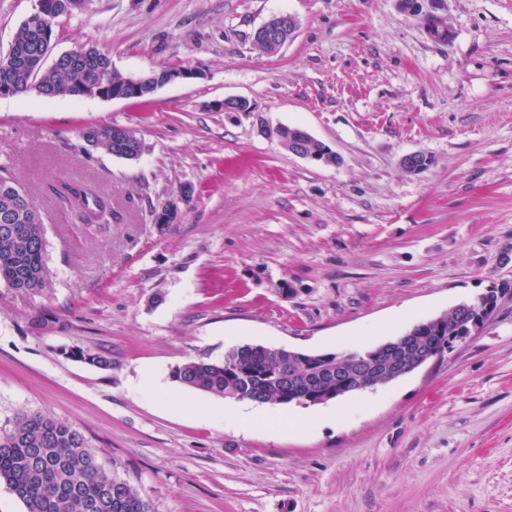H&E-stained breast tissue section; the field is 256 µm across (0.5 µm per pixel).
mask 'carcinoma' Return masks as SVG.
<instances>
[{
    "mask_svg": "<svg viewBox=\"0 0 512 512\" xmlns=\"http://www.w3.org/2000/svg\"><path fill=\"white\" fill-rule=\"evenodd\" d=\"M56 17L81 9L83 0H47ZM52 35L19 28L13 43L0 51V83L16 96L35 91L42 96H94L127 85V76L112 67L111 57L94 46L83 45L85 55L66 64L45 65ZM114 126L86 128L105 152L121 157L132 150L136 140L112 142ZM279 136L318 155L327 165L336 156L325 152V144L306 139L299 127H281ZM55 202L67 208L74 223L98 229L112 223V202L95 185L62 182L50 185ZM28 193L13 178L0 174V282L21 291H36L45 285V226L42 219L28 211ZM463 323L458 310L439 317V322L422 321L410 331L412 350L402 354L408 365L417 361V353L426 348L450 352ZM374 349L334 353L328 361L300 357L282 350V358L291 362L306 393L321 385L335 400L345 396L337 384L333 369L338 360L366 358ZM70 357L101 369L112 367L105 351H90L74 345L66 350ZM280 360L262 345L236 346L221 360H190L174 367L170 377L176 383L216 399L252 401L270 405L293 403L290 392L280 386ZM0 483L25 505L26 512H149L147 503L127 481L106 472L95 452L73 426L48 414H20L0 426Z\"/></svg>",
    "mask_w": 512,
    "mask_h": 512,
    "instance_id": "cac0c4a2",
    "label": "carcinoma"
}]
</instances>
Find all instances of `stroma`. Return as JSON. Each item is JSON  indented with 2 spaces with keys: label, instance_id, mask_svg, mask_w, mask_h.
I'll list each match as a JSON object with an SVG mask.
<instances>
[{
  "label": "stroma",
  "instance_id": "35a3bbf8",
  "mask_svg": "<svg viewBox=\"0 0 512 512\" xmlns=\"http://www.w3.org/2000/svg\"><path fill=\"white\" fill-rule=\"evenodd\" d=\"M281 12L296 36L255 49ZM83 44L128 77L197 76L146 102L0 98V167L42 217L50 280L0 284V425H72L150 512H512V0H421L415 16L398 0H89L57 19L53 52ZM227 97L255 113L219 110ZM107 124L142 155L86 150L81 130ZM283 125L339 164L289 152ZM413 152L426 170L402 168ZM76 175L115 224L88 232L49 198ZM188 186L159 229L151 206ZM492 288L497 309L466 342L308 429L223 425L255 403L169 377L243 344L365 350ZM75 344L111 368L67 358Z\"/></svg>",
  "mask_w": 512,
  "mask_h": 512
}]
</instances>
